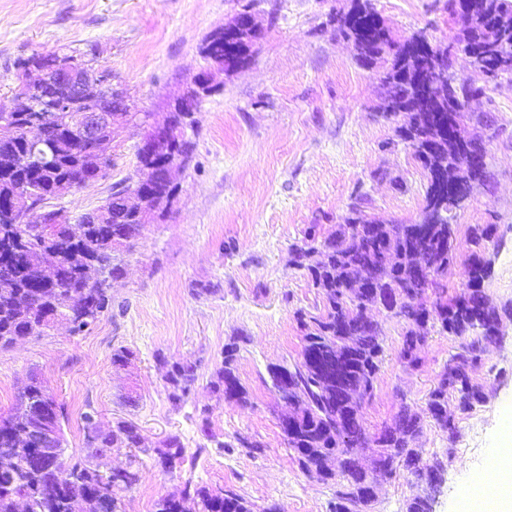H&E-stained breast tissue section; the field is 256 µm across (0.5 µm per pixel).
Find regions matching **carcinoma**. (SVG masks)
<instances>
[{
	"mask_svg": "<svg viewBox=\"0 0 512 512\" xmlns=\"http://www.w3.org/2000/svg\"><path fill=\"white\" fill-rule=\"evenodd\" d=\"M448 17L460 25L457 44L476 55L487 51L486 37L498 34L499 69L493 79L512 76V0H448ZM347 39L355 58L362 65H382L380 80L386 95L403 97V70L414 53L413 37L395 40L374 9L359 17V26H337ZM210 47L224 58L240 57L249 51L246 43L223 42L212 32ZM72 59L69 54L32 55L15 63L17 72L51 69L57 62ZM483 93L466 82L456 83L457 149L448 152V142L434 153L428 145L437 132L421 124L420 112H385L398 117L397 137L411 150L414 159L431 173L439 158L454 164L466 154L484 152L483 142L468 131V123H484L469 109L471 98ZM45 142L39 163L26 175L7 165L10 155L30 150V141L19 136L0 141V348L41 333L34 325L52 317L77 324L75 332L94 325L110 303L111 282L124 276L123 254L131 251L142 236L144 225L129 207L125 195L131 187H112L105 224L96 222L89 212L84 224H53L50 238L36 224L21 226L12 221L5 203L22 189L33 203L48 204L57 198L63 182L82 187L93 176L106 177L112 162L105 156L95 170L79 168V146L71 136L49 122L43 128ZM457 215H448L446 224H379L365 218L360 203L350 206L345 223L336 232L323 236L312 224L303 239L292 245L290 263L306 272L312 286L322 291L323 309L316 315L297 313L303 347L300 361L293 364L295 378L288 383V407H296L288 420L280 421L284 442L298 460L300 468L325 484L336 485L335 512H367L374 500L373 484L389 478L402 466L417 481H428L432 466L421 464L412 443L420 432V417L404 406L394 423L375 438L379 448L372 469L360 461L367 435L361 421V403L370 398L383 354L382 329L365 316L367 306L384 305L404 320L402 358L415 368L419 350L428 333L427 323L440 326L451 336L462 339L459 351L429 394L427 412L441 427L454 431V411L466 412L485 402L484 393L470 381L467 368L479 361L478 348L484 330L499 319L497 308L488 302L480 305L468 289L481 287L484 256L475 252L465 263L467 292L449 298L444 293L431 302L424 301L430 288H441L439 279L455 259L454 226ZM93 254L99 262L94 281L84 270L82 256ZM428 258L433 268L429 278L419 277L416 257ZM368 270L376 275L374 287L360 292L353 287V274ZM240 350L233 340L224 344L222 367L210 380L213 393L245 404L248 390L236 375ZM167 365L169 398L179 403L187 397L197 380L196 366L163 361ZM97 412L82 414L84 443L97 440L89 459H78L62 466L61 474L47 469L38 452L31 451L32 462L13 472L0 471V512H15L16 501L26 499L29 512H73L72 504L81 501L80 512H124L122 501L105 490L99 480L102 458L114 448H139L142 438L131 421L118 420L102 430L96 425ZM50 417L63 429L64 409L57 401L46 400V387L37 379L18 392L13 409L0 416V453L17 447L19 433ZM156 462L165 471L182 470L185 446L181 437L168 436L155 449ZM196 503L199 512H253V505L241 496L214 491L188 479L182 496L156 501L154 512H184L182 503Z\"/></svg>",
	"mask_w": 512,
	"mask_h": 512,
	"instance_id": "1",
	"label": "carcinoma"
}]
</instances>
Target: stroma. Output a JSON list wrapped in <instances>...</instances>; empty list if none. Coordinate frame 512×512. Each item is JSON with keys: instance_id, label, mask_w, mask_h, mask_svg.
<instances>
[{"instance_id": "35a3bbf8", "label": "stroma", "mask_w": 512, "mask_h": 512, "mask_svg": "<svg viewBox=\"0 0 512 512\" xmlns=\"http://www.w3.org/2000/svg\"><path fill=\"white\" fill-rule=\"evenodd\" d=\"M247 0H0V103L10 104L15 63L34 53L79 54L95 48L94 70L112 74V86L137 117L112 130L107 176L51 200L70 217L104 204L115 183L134 184L141 171L137 147L144 119L163 122L167 104L182 94L205 64L206 38L233 21ZM393 38L418 32L447 47L459 32L445 0H372ZM352 0H257L265 28L246 66L219 76L187 136L193 159L175 171L171 208L146 224L124 256L126 274L113 283L111 301L90 329L59 325L40 337L0 350V415L16 403L30 374H38L67 415L66 457H86L81 415L96 410L101 427L133 421L143 445L115 448L114 467L134 466L137 485L116 489L125 512H154L155 502L179 494L186 478L234 492L255 512H331L336 487L303 472L287 448L279 417L287 406L272 389L267 367L300 358L303 342L295 314L318 313L323 295L289 262L291 245L310 224L325 232L342 224L356 197L367 218L415 224L425 205L428 177L411 149L396 139V119L382 112L377 70L359 66L336 29ZM457 79L481 87L472 104L489 127L470 125L487 151L488 176L474 185L458 213L456 259L441 278L448 296L464 287V264L475 246L470 227L491 224L492 261L486 292L512 308V80L488 82L465 56L454 61ZM213 285L196 293L197 283ZM369 316L382 328L383 355L362 424L374 438L401 407L422 420L415 442L424 463L441 462L443 482L432 494L433 512H462L475 478L495 458L500 439L495 410L512 399V316L469 375L485 403L456 416L449 437L427 413V400L458 338L429 328L417 369L400 351L406 326L385 310ZM238 339L236 374L249 392L242 404L213 394L209 381L221 367L225 343ZM128 349L117 366L112 355ZM196 365L198 380L181 404L169 399L167 363ZM139 397L137 406L123 402ZM180 435L190 474L168 473L155 448ZM414 476L398 469L375 486L371 512H406L422 493Z\"/></svg>"}]
</instances>
